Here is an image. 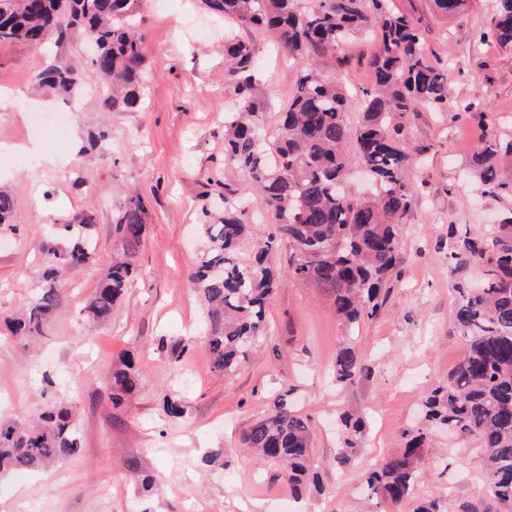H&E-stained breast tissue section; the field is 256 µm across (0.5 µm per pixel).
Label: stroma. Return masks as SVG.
<instances>
[{"label": "stroma", "mask_w": 512, "mask_h": 512, "mask_svg": "<svg viewBox=\"0 0 512 512\" xmlns=\"http://www.w3.org/2000/svg\"><path fill=\"white\" fill-rule=\"evenodd\" d=\"M396 4L423 17L426 55L448 68L447 111L420 109L406 128L407 148L419 164L400 229V279L382 312L351 330L317 288L287 279L291 249L279 241L270 260L286 281L269 303L267 335L230 375L211 366L200 294L189 280L201 247L202 209L227 184L246 198L245 260L265 241L272 220L248 177L224 160L231 104L224 35L233 33L254 50L258 108L271 135L297 78L294 60L272 33L213 16L201 0H143L144 96L134 111L112 112L90 90L95 77L85 37L0 44V89L12 93L0 111V186L15 199L19 226L0 236V413L31 419L47 403L73 405L83 443L79 456L51 470L0 480V512H252L256 503L262 512H281L288 498L295 512H383L386 500L364 497V477L403 448L405 430L420 422L423 394L458 364L464 341L454 286L462 277H482L477 265L462 274L449 267L448 228L481 234L504 212L464 176L481 135L465 106L488 105L498 119L494 134L512 137V54L481 38L491 0H468L448 18L433 15L429 0ZM373 49L365 39L346 49V120L353 128L372 85L363 57ZM60 61L83 72L82 86L67 95L36 89L37 75ZM61 113L63 142L44 140L39 120ZM134 192L148 210L133 250L136 275L111 319L94 324L83 307L123 250L116 219ZM83 214L93 217L85 233L95 260L60 277L62 309L21 349L3 321L41 286L53 225ZM347 346L368 360L372 373L339 384L330 367ZM126 359L134 361L140 382L116 406L107 382ZM278 396L311 421L312 456L325 492L293 498L280 466L258 459L243 441ZM167 398L182 404L181 417L164 413ZM346 409L365 415L369 426L351 462L341 465L338 414ZM436 441L424 454L426 476L413 502L400 512L428 503L452 512L457 501L485 496L479 442L444 430ZM137 470L158 475L152 491L136 484Z\"/></svg>", "instance_id": "35a3bbf8"}]
</instances>
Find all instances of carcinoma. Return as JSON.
I'll use <instances>...</instances> for the list:
<instances>
[{
    "label": "carcinoma",
    "mask_w": 512,
    "mask_h": 512,
    "mask_svg": "<svg viewBox=\"0 0 512 512\" xmlns=\"http://www.w3.org/2000/svg\"><path fill=\"white\" fill-rule=\"evenodd\" d=\"M141 0H0V42L36 43L49 36L63 41L88 36L95 51L90 66L102 85L103 106L128 109L139 104L145 87L140 34ZM467 0H431L434 12L448 17ZM212 12L242 25L273 30L280 46L300 62L288 103L281 112L270 148L256 110L259 88L251 46L228 36L224 42V85L232 104L224 120V156L245 173L264 198L275 220L264 246L252 263L237 261L246 237V201L234 191L222 194L223 216L201 225L208 245L190 273L206 305L207 343L216 371L235 372L266 331V308L282 287L280 274L268 265L278 235L288 236L292 250L289 275L312 285L333 302L349 327L378 315L393 273L401 262L397 228L412 198L410 153L402 142L411 114L425 107L448 110L444 69L427 60L421 37L423 18L395 7V0H203ZM490 32L512 52V0H493ZM376 34L377 47L368 60L372 89L363 93L362 124L351 130L345 122L342 85L323 75L324 60L343 72L350 62L339 50L358 38ZM38 85L51 92H71L83 83L82 73L62 62L37 75ZM512 159V139L490 134L479 141L468 172L483 192L512 200V178L501 171ZM373 185L368 196L348 186L351 162ZM147 210L140 194L130 195L116 231L128 249L112 262L100 287L84 306L87 317L106 321L129 286L131 247L138 244ZM11 193L0 189V232L14 231ZM448 263L461 270L483 267L482 287L456 286V321L465 350L448 377L422 399L424 420L459 438L474 437L483 450L488 498L512 503V215L481 234L450 230ZM46 280L66 269L91 263L94 249L84 236L66 246L49 247ZM64 298L51 284L30 299L9 322V331L28 341L63 307ZM368 361L354 349L339 351L334 374L339 383L368 375ZM138 382L130 362L112 369V404ZM345 440L337 460L350 459L366 420L341 414ZM406 446L396 456L368 471L364 491L396 506L408 503L422 479L421 452L430 431H405ZM310 420L289 411L281 400L270 415L253 424L249 447L263 459L286 466L288 484L297 492L319 487L311 464ZM81 437L70 408L50 404L40 421L0 417V479L18 470L37 471L79 455Z\"/></svg>",
    "instance_id": "cac0c4a2"
}]
</instances>
